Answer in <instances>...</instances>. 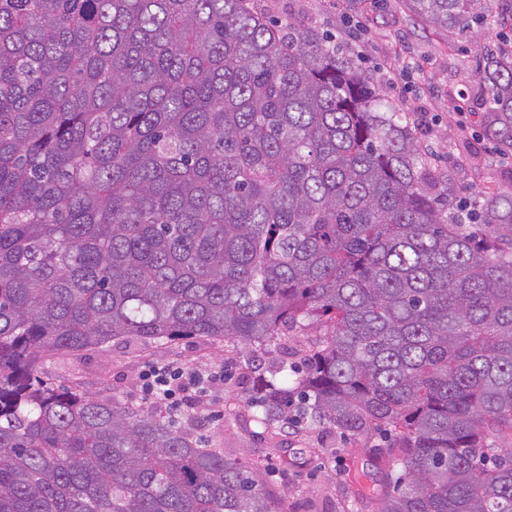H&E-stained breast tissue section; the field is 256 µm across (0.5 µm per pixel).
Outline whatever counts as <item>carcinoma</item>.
I'll list each match as a JSON object with an SVG mask.
<instances>
[{"instance_id": "carcinoma-1", "label": "carcinoma", "mask_w": 512, "mask_h": 512, "mask_svg": "<svg viewBox=\"0 0 512 512\" xmlns=\"http://www.w3.org/2000/svg\"><path fill=\"white\" fill-rule=\"evenodd\" d=\"M409 0L448 35L512 0ZM512 151V54L487 48ZM407 114L348 48L253 0H0V512H281L176 425L40 378L43 359L183 337L256 353L298 406L386 433L377 512H512V194L488 244L439 206Z\"/></svg>"}]
</instances>
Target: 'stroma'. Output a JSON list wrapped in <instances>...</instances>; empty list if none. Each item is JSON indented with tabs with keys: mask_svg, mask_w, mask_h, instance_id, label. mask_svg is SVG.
I'll return each instance as SVG.
<instances>
[{
	"mask_svg": "<svg viewBox=\"0 0 512 512\" xmlns=\"http://www.w3.org/2000/svg\"><path fill=\"white\" fill-rule=\"evenodd\" d=\"M257 6L279 21L291 19L349 39L387 96L410 112L432 172L451 189L450 201L473 211L487 190L512 192V155H501L487 135L493 114L473 68L483 44H496L495 34L449 43L402 0H364L358 8L349 0H257ZM151 362L223 373L206 396L178 400L174 417L196 414L198 436L220 444L227 458L253 472L285 512H350L354 500L381 485L379 438L355 441L308 421L288 438L271 437L250 405L249 353L230 342L188 337L149 347L116 343L60 352L46 360L43 375L147 409L151 403L140 373Z\"/></svg>",
	"mask_w": 512,
	"mask_h": 512,
	"instance_id": "35a3bbf8",
	"label": "stroma"
}]
</instances>
